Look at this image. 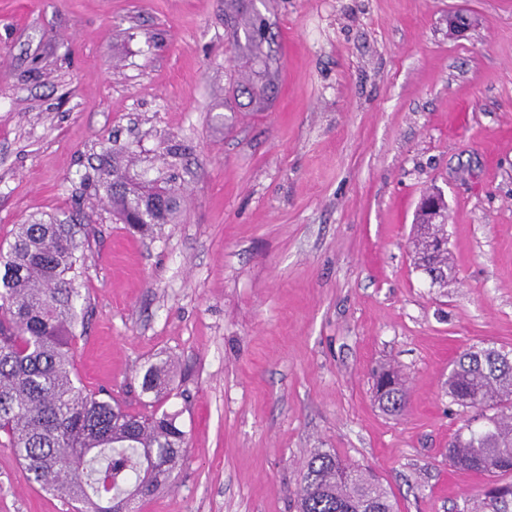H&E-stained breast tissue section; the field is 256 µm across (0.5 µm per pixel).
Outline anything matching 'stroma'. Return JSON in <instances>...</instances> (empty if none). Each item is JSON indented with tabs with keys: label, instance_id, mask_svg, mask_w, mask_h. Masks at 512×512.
<instances>
[{
	"label": "stroma",
	"instance_id": "35a3bbf8",
	"mask_svg": "<svg viewBox=\"0 0 512 512\" xmlns=\"http://www.w3.org/2000/svg\"><path fill=\"white\" fill-rule=\"evenodd\" d=\"M116 160L178 188L174 223L115 220ZM437 190L441 288L410 244ZM35 218L88 227L83 384L141 412V369L169 365L188 447L140 512H296L318 449L396 512H467L491 483L448 465L468 415L446 380L470 345L512 350V0H0V247ZM67 510L0 435V512ZM418 210H422L432 216L435 223L433 228H431L433 234H441L442 237H445V224L447 223L448 214L444 196L436 193L424 197L420 201ZM378 403L391 414H401L407 405V390L401 378L392 370L382 367L375 373Z\"/></svg>",
	"mask_w": 512,
	"mask_h": 512
}]
</instances>
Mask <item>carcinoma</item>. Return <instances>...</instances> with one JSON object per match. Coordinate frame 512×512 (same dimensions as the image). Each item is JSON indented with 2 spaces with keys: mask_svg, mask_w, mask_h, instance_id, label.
I'll use <instances>...</instances> for the list:
<instances>
[{
  "mask_svg": "<svg viewBox=\"0 0 512 512\" xmlns=\"http://www.w3.org/2000/svg\"><path fill=\"white\" fill-rule=\"evenodd\" d=\"M263 26L249 51L269 77ZM104 185L117 219L139 232L174 221L178 189L145 190L117 167ZM85 224L33 220L20 224L0 250V432L21 461L28 481L59 495L72 512H133L135 504L168 484L187 447L179 414L131 413L88 389L73 364L70 341L81 318ZM417 267L432 282L448 274V252ZM164 369L150 364L141 388L160 395ZM378 403L402 413L407 390L384 367L375 373ZM448 397L477 413L448 444V464L477 473L512 474V353L471 346L450 365ZM299 512H395L383 485L335 455L314 451L301 469ZM512 483L496 484L472 499L469 512H512Z\"/></svg>",
  "mask_w": 512,
  "mask_h": 512,
  "instance_id": "1",
  "label": "carcinoma"
}]
</instances>
